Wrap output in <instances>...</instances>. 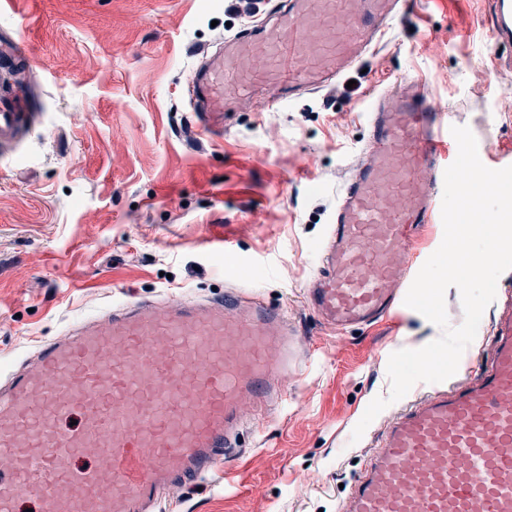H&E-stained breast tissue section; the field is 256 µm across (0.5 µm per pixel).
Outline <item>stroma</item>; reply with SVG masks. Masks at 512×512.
<instances>
[{"instance_id": "obj_1", "label": "stroma", "mask_w": 512, "mask_h": 512, "mask_svg": "<svg viewBox=\"0 0 512 512\" xmlns=\"http://www.w3.org/2000/svg\"><path fill=\"white\" fill-rule=\"evenodd\" d=\"M490 24L491 0H418L348 72L352 89L241 109L212 138L197 129L188 82L244 25L225 0H0V42L24 32L36 56L28 86L4 95L35 119L0 147V370L132 293L252 289L296 320L308 373L244 431L233 486L216 469L175 489L166 512H337L398 410L353 440L369 403L390 394V355L441 330L407 307L398 327L337 335L303 289L377 96L420 78L455 125L512 146V48L490 47ZM210 224L233 253L201 247Z\"/></svg>"}]
</instances>
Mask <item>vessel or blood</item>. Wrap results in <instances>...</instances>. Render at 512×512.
I'll return each mask as SVG.
<instances>
[{"label":"vessel or blood","mask_w":512,"mask_h":512,"mask_svg":"<svg viewBox=\"0 0 512 512\" xmlns=\"http://www.w3.org/2000/svg\"><path fill=\"white\" fill-rule=\"evenodd\" d=\"M408 0H271L190 79L200 128L220 133L243 102L281 105L334 84L373 51ZM489 37L512 44V0H493ZM267 60L252 65L255 56ZM29 117L0 110V144ZM369 137L326 233L306 301L325 328L385 322L403 304L411 248L457 152L451 119L419 80L379 96ZM482 163L512 149L478 142ZM297 328L257 296L226 290L138 300L41 343L0 377V512H152L161 495L242 455L245 405L280 403L302 357ZM486 359L387 424L340 512H512V294Z\"/></svg>","instance_id":"vessel-or-blood-1"}]
</instances>
